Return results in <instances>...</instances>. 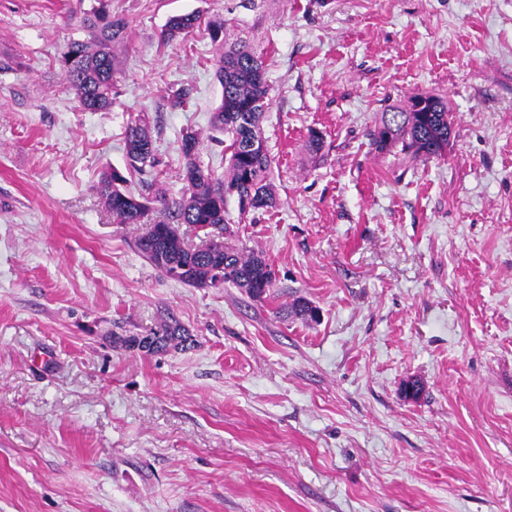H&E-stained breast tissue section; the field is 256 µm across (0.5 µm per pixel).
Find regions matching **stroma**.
<instances>
[{"mask_svg": "<svg viewBox=\"0 0 512 512\" xmlns=\"http://www.w3.org/2000/svg\"><path fill=\"white\" fill-rule=\"evenodd\" d=\"M98 4L128 30L84 112L59 58ZM188 13L268 51L279 204L227 202L224 236L273 268L262 302L162 276L136 248L159 207L116 224L94 190L140 116L153 190L181 195L189 128L223 173L210 32L159 40ZM422 92L447 154L376 152ZM166 310L193 346L115 344ZM0 512H512V0H0Z\"/></svg>", "mask_w": 512, "mask_h": 512, "instance_id": "35a3bbf8", "label": "stroma"}]
</instances>
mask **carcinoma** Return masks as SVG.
<instances>
[{
    "label": "carcinoma",
    "mask_w": 512,
    "mask_h": 512,
    "mask_svg": "<svg viewBox=\"0 0 512 512\" xmlns=\"http://www.w3.org/2000/svg\"><path fill=\"white\" fill-rule=\"evenodd\" d=\"M86 19L92 29L94 45L73 41L61 53L59 62L65 82L75 91L78 107L84 112H99L112 107V43L123 39L127 22L102 9H92ZM201 25V15L191 13L169 18L160 34L170 42ZM219 51L214 59L216 76L223 92L212 113V129L224 135L225 173L215 172L197 160L199 136L187 132L182 136L185 188L178 198L160 192L153 197L136 196L124 188L127 178L118 170L102 174L96 185L98 195L112 213L116 224H138L154 202L171 214L175 223L159 221L137 243L140 253L165 277L195 288H208L214 279L243 289L255 301L271 295L275 274L262 253L244 252L224 246L220 238L228 230L225 219L227 200H237L240 216L279 203L273 181V159L263 145L262 123L271 97L266 80L265 53L247 37L230 42L226 38L227 20L207 21ZM423 97L433 101L432 111L414 110L411 96L406 104L393 106L381 113L370 130L375 151L390 152L401 148L405 157L426 161L442 157L448 148V134L454 123L448 101L434 94ZM150 124L136 119L127 128L125 139L126 169L129 173L150 176L159 165ZM191 224L203 235L202 244H189L179 225ZM287 315L316 321L319 309L297 297L285 306ZM114 342L129 349L146 344L149 353H164L171 348L186 347L193 342L189 331L170 313L162 315L158 329L143 337H118Z\"/></svg>",
    "instance_id": "carcinoma-1"
}]
</instances>
